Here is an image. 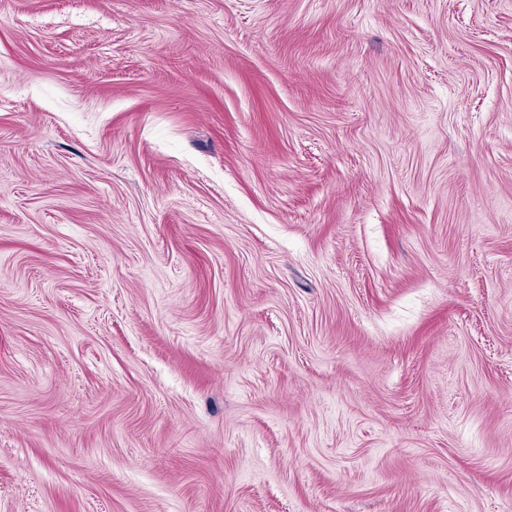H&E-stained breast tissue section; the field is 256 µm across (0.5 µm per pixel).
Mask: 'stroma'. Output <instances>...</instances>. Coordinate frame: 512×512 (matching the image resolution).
Masks as SVG:
<instances>
[{
	"instance_id": "1",
	"label": "stroma",
	"mask_w": 512,
	"mask_h": 512,
	"mask_svg": "<svg viewBox=\"0 0 512 512\" xmlns=\"http://www.w3.org/2000/svg\"><path fill=\"white\" fill-rule=\"evenodd\" d=\"M0 512H512V0H0Z\"/></svg>"
}]
</instances>
